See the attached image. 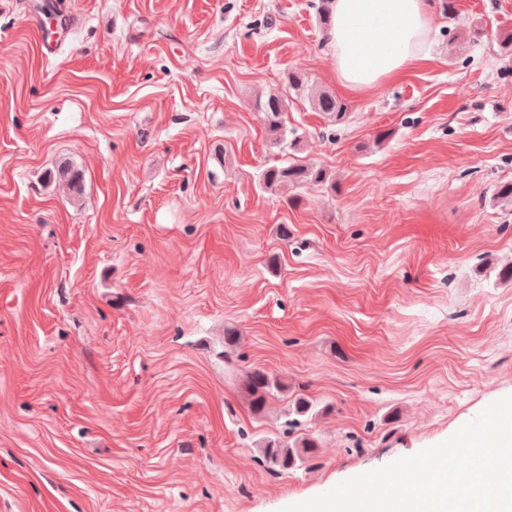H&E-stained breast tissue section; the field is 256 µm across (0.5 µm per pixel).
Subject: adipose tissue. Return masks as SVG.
Listing matches in <instances>:
<instances>
[{"mask_svg":"<svg viewBox=\"0 0 512 512\" xmlns=\"http://www.w3.org/2000/svg\"><path fill=\"white\" fill-rule=\"evenodd\" d=\"M327 43L336 77L356 92L380 89L425 58L437 31L433 0H330Z\"/></svg>","mask_w":512,"mask_h":512,"instance_id":"1","label":"adipose tissue"}]
</instances>
